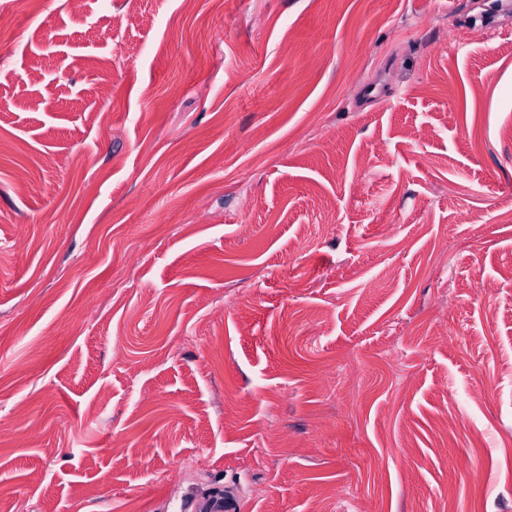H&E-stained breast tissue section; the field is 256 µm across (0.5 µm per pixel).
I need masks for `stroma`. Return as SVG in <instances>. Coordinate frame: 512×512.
<instances>
[{"instance_id": "1", "label": "stroma", "mask_w": 512, "mask_h": 512, "mask_svg": "<svg viewBox=\"0 0 512 512\" xmlns=\"http://www.w3.org/2000/svg\"><path fill=\"white\" fill-rule=\"evenodd\" d=\"M0 8V505L512 512V11Z\"/></svg>"}]
</instances>
